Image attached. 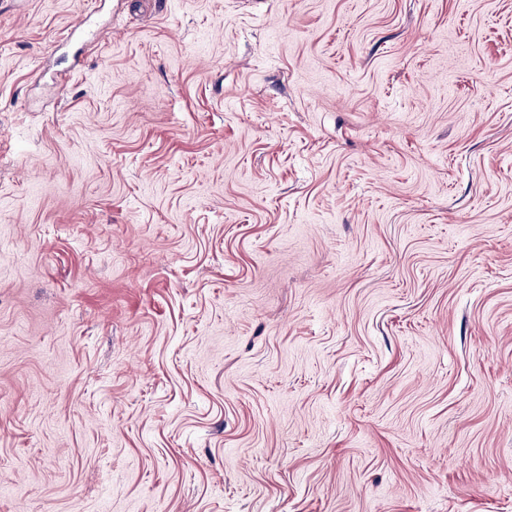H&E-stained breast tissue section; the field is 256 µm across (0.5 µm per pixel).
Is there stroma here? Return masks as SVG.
I'll return each mask as SVG.
<instances>
[{
	"label": "stroma",
	"instance_id": "obj_1",
	"mask_svg": "<svg viewBox=\"0 0 512 512\" xmlns=\"http://www.w3.org/2000/svg\"><path fill=\"white\" fill-rule=\"evenodd\" d=\"M0 512H512V0H0Z\"/></svg>",
	"mask_w": 512,
	"mask_h": 512
}]
</instances>
